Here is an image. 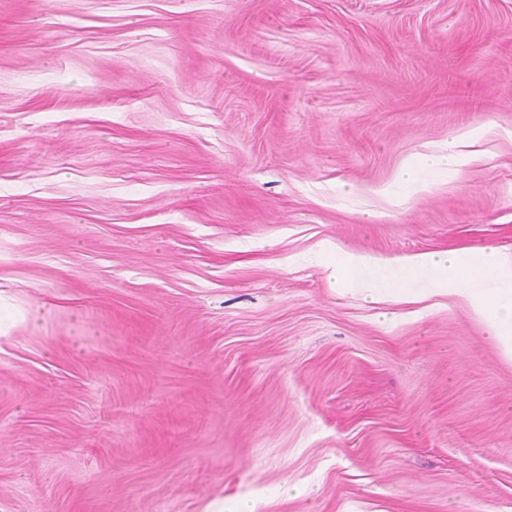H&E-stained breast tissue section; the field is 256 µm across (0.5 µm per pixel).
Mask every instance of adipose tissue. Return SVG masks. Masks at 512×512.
Listing matches in <instances>:
<instances>
[{
  "label": "adipose tissue",
  "instance_id": "obj_1",
  "mask_svg": "<svg viewBox=\"0 0 512 512\" xmlns=\"http://www.w3.org/2000/svg\"><path fill=\"white\" fill-rule=\"evenodd\" d=\"M468 161L459 141L454 140L442 154L409 160L402 177L410 192L419 194L426 191L429 177L448 173ZM321 249L330 258L331 277L366 298L383 292L412 297L413 291L403 278L407 269L415 272L426 291L462 298L471 313L486 325L503 355L512 359V255L418 253L380 260L358 252L338 251L328 243L322 244Z\"/></svg>",
  "mask_w": 512,
  "mask_h": 512
}]
</instances>
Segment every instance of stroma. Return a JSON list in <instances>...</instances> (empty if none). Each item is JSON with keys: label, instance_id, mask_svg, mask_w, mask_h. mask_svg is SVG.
<instances>
[{"label": "stroma", "instance_id": "35a3bbf8", "mask_svg": "<svg viewBox=\"0 0 512 512\" xmlns=\"http://www.w3.org/2000/svg\"><path fill=\"white\" fill-rule=\"evenodd\" d=\"M323 240L512 252V0H0V512H512V362ZM459 147L460 141L456 138L448 143V147L442 154L409 160L403 168L401 176L411 194H419L427 190V176L448 174V172L467 164L470 158Z\"/></svg>", "mask_w": 512, "mask_h": 512}]
</instances>
